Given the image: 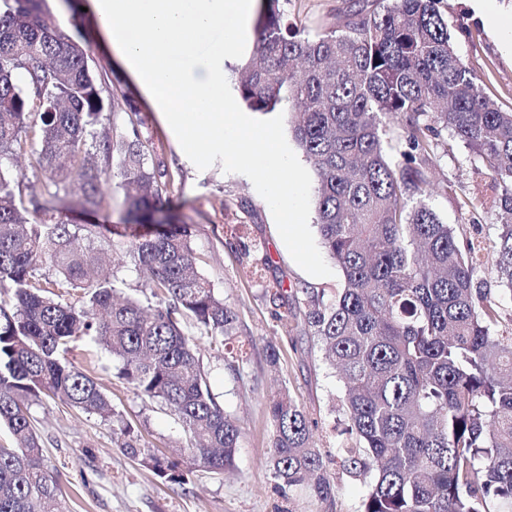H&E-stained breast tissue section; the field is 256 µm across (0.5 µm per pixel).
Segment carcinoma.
I'll list each match as a JSON object with an SVG mask.
<instances>
[{
    "instance_id": "obj_1",
    "label": "carcinoma",
    "mask_w": 512,
    "mask_h": 512,
    "mask_svg": "<svg viewBox=\"0 0 512 512\" xmlns=\"http://www.w3.org/2000/svg\"><path fill=\"white\" fill-rule=\"evenodd\" d=\"M0 1V160L29 153L53 195L79 185L84 209L101 204L112 176L136 225L32 218L0 170V429L11 437L0 446V512H68L31 418L46 397L118 423L123 453L167 483L231 469L240 426L209 389L199 343L235 374L247 352L228 349L238 314L195 271L194 225L155 219L171 175L149 162L137 129L97 132L96 76L45 0ZM440 3L366 0L310 37L288 22V0H261L237 79L255 112L292 105L291 131L316 177V228L342 285L328 298L302 293L311 336L346 384L343 465L372 475L360 512H512V336L496 332L497 306L474 292L485 243L460 245L428 203L427 175L452 141L489 172L505 219L496 270L512 292V110L457 53ZM397 116L401 166L386 152ZM94 153L112 171L92 165ZM114 235L147 275L142 298L97 275ZM239 265L265 282L251 248ZM78 340L117 359L138 396L166 406L189 437L187 466L132 435L98 378L69 360ZM266 408L276 488L331 501L332 458L314 442L315 420L286 388Z\"/></svg>"
}]
</instances>
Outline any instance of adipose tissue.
<instances>
[{
    "label": "adipose tissue",
    "mask_w": 512,
    "mask_h": 512,
    "mask_svg": "<svg viewBox=\"0 0 512 512\" xmlns=\"http://www.w3.org/2000/svg\"><path fill=\"white\" fill-rule=\"evenodd\" d=\"M86 8L184 156L247 165L252 143L273 149L267 132L243 137L247 119L224 96V63L249 36L254 0H88ZM228 15L237 20L230 28Z\"/></svg>",
    "instance_id": "obj_1"
}]
</instances>
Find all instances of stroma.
<instances>
[{
  "label": "stroma",
  "mask_w": 512,
  "mask_h": 512,
  "mask_svg": "<svg viewBox=\"0 0 512 512\" xmlns=\"http://www.w3.org/2000/svg\"><path fill=\"white\" fill-rule=\"evenodd\" d=\"M353 2L289 0L286 11L291 22L315 35L336 22ZM46 4L57 24L77 37L86 53L106 104L108 119L103 131L136 125L150 158L167 165L175 192L164 211L194 225L197 269L237 311L238 331L230 344L245 345L248 352L247 364L236 375L208 348L200 350L211 392L238 418L242 436L234 470H197L182 486L162 482L125 455L117 446L111 423L50 399L33 406L44 463L57 472L69 512H358L366 483L352 477L341 463L330 468L336 492L326 504L304 489L279 493L267 467L273 432L265 409L267 397L287 388L318 419L315 441L319 448L333 452L340 435L332 400L344 393L342 383L322 361L304 319L282 327L275 318L278 304L267 294L265 284L248 281L239 273L242 246L259 245V256L266 262V283L280 282L288 292L289 305L300 314L306 310L304 290L330 293L342 283L341 272L326 254L315 227V175L292 137L286 109L269 113L249 110L235 88L237 65H225V96L237 111L247 114L254 127L274 134L278 152L290 162L281 176L300 192L299 209L292 220L265 200L266 161L262 154H255L248 166L227 158L204 167L181 160L176 142L156 113L116 74L88 16L76 12L72 0H46ZM440 10L458 53L484 72L495 102L512 110V41L492 37L470 0H442ZM9 169L19 184L23 203L37 201L47 214L74 224L125 221L123 197L114 181L103 183L99 208L84 213L75 206V194L55 198L45 192L43 180L33 175L28 156L15 157ZM430 180L431 204L444 223L454 226L459 240L495 239L498 223L494 210L461 205V191L474 195L489 192V179L468 148L457 144L450 153H438ZM475 289L497 304L498 333H512V292L498 282L493 256H485L478 268ZM271 346L279 354L274 367L267 361ZM70 360L78 369L99 377L125 422L152 451L171 455L187 445L183 430L159 403L142 400L115 372L102 371L108 356L80 340Z\"/></svg>",
  "instance_id": "stroma-1"
}]
</instances>
